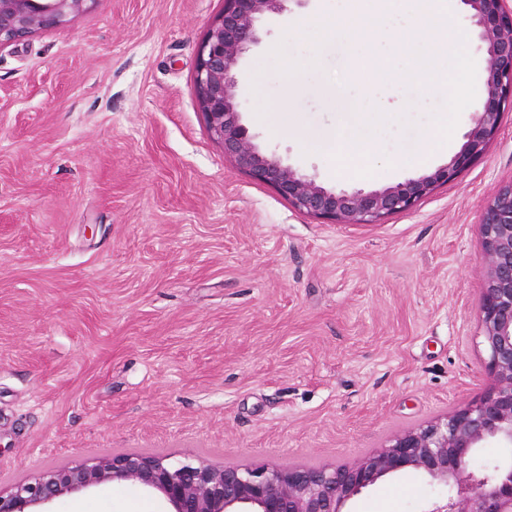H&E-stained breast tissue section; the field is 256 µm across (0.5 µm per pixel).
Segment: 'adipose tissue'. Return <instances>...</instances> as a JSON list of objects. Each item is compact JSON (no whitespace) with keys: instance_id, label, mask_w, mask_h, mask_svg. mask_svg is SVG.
<instances>
[{"instance_id":"ef3b65f1","label":"adipose tissue","mask_w":512,"mask_h":512,"mask_svg":"<svg viewBox=\"0 0 512 512\" xmlns=\"http://www.w3.org/2000/svg\"><path fill=\"white\" fill-rule=\"evenodd\" d=\"M326 96L337 112L342 113L345 125L340 132H333L314 139V146L334 154L338 171L344 172L359 166L370 156V145L364 134L365 116L369 107L363 96L345 93L340 86L326 85Z\"/></svg>"}]
</instances>
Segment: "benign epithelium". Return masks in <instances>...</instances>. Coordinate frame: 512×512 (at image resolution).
<instances>
[{
  "mask_svg": "<svg viewBox=\"0 0 512 512\" xmlns=\"http://www.w3.org/2000/svg\"><path fill=\"white\" fill-rule=\"evenodd\" d=\"M93 2L0 0V49L71 20ZM290 2L224 0L201 47L195 88L208 131L224 156L296 210L333 224H380L454 180L496 139L504 113L512 110V0H460L483 51L484 94L472 108L464 143L447 164L394 186L348 191L325 187L262 151L241 124L233 69L258 42L260 21L289 11ZM481 236L478 337L490 383L467 405L397 432L383 447L333 467L174 464L154 455L103 454L0 488V512H46L54 501L103 485L157 495L167 512H348V503L365 490L407 473L438 492L426 512H512V179L485 204ZM483 448L502 454L476 466Z\"/></svg>",
  "mask_w": 512,
  "mask_h": 512,
  "instance_id": "benign-epithelium-1",
  "label": "benign epithelium"
}]
</instances>
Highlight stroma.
<instances>
[{"mask_svg":"<svg viewBox=\"0 0 512 512\" xmlns=\"http://www.w3.org/2000/svg\"><path fill=\"white\" fill-rule=\"evenodd\" d=\"M347 0H291L235 70L262 150L324 186L387 187L446 164L450 139L408 159L443 99L367 84L337 43L295 22ZM224 0H96L81 17L0 50V483L100 454L216 465L343 463L485 389L477 336L480 214L512 179V112L486 154L409 212L331 224L224 156L198 105L200 46ZM389 111L365 129L366 166L340 174L307 135L342 118L292 71ZM297 113L291 133L271 119ZM414 477L352 512H424ZM53 512H164L128 486Z\"/></svg>","mask_w":512,"mask_h":512,"instance_id":"35a3bbf8","label":"stroma"}]
</instances>
